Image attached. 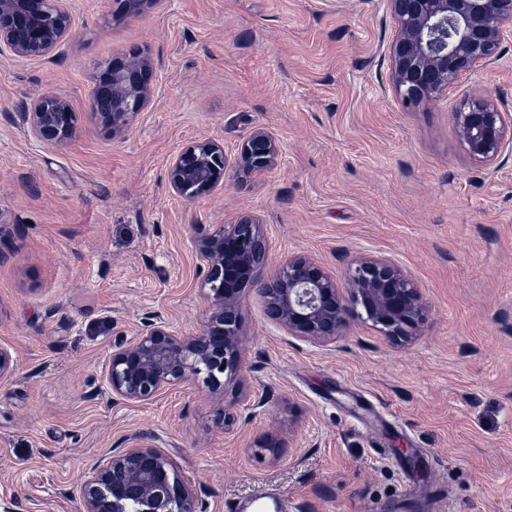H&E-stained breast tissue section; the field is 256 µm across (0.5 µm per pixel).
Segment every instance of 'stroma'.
Returning a JSON list of instances; mask_svg holds the SVG:
<instances>
[{
	"mask_svg": "<svg viewBox=\"0 0 512 512\" xmlns=\"http://www.w3.org/2000/svg\"><path fill=\"white\" fill-rule=\"evenodd\" d=\"M119 2L71 0L54 61L0 55V347L17 362L0 380V504L80 512L88 464L137 437L177 463L200 512H229L260 482L294 512H512V152L490 171L451 118L476 93L512 113V33L494 67L406 107L388 90L386 0H162L123 18ZM135 47L158 93L114 135L91 75ZM46 93L77 117L61 146L23 121ZM259 127L277 169L174 195L183 146L215 138L232 157ZM244 212L264 224L267 276L306 254L342 284L353 256L391 258L422 293L417 336L396 346L353 320L313 343L250 290L233 384L112 400L105 360L145 319L201 330L195 236Z\"/></svg>",
	"mask_w": 512,
	"mask_h": 512,
	"instance_id": "obj_1",
	"label": "stroma"
}]
</instances>
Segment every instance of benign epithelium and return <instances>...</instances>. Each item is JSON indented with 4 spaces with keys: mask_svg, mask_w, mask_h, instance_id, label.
<instances>
[{
    "mask_svg": "<svg viewBox=\"0 0 512 512\" xmlns=\"http://www.w3.org/2000/svg\"><path fill=\"white\" fill-rule=\"evenodd\" d=\"M395 22L389 44V87L410 107L432 104L470 73L500 58L504 33L512 31V0H387ZM73 36L70 0H0V52L14 59L53 60ZM92 88L110 90V111L98 116L113 134L127 131L156 95L155 64L142 51L99 66ZM465 151L492 166L512 148V114L486 96L467 95L452 112ZM28 132L50 146L72 139L75 113L60 95L33 100L24 112ZM280 146L269 131L253 130L234 160L224 143L193 141L174 156L169 184L174 194L193 200L224 181L228 166L245 176L278 166ZM211 305L205 324L194 335L179 334L149 319L128 343L108 359L112 399L146 402L162 390L187 381L208 389L229 384L243 362L241 300L259 287L270 317L289 334L306 340L336 341L355 317L376 328L391 343L409 342L426 318L421 293L392 260L354 258L346 289L320 264L305 255L288 259L282 271L263 278L266 257L263 225L243 213L196 238ZM82 512H199L198 498L175 463L158 446L134 438L112 450L85 472L78 485Z\"/></svg>",
    "mask_w": 512,
    "mask_h": 512,
    "instance_id": "1",
    "label": "benign epithelium"
}]
</instances>
